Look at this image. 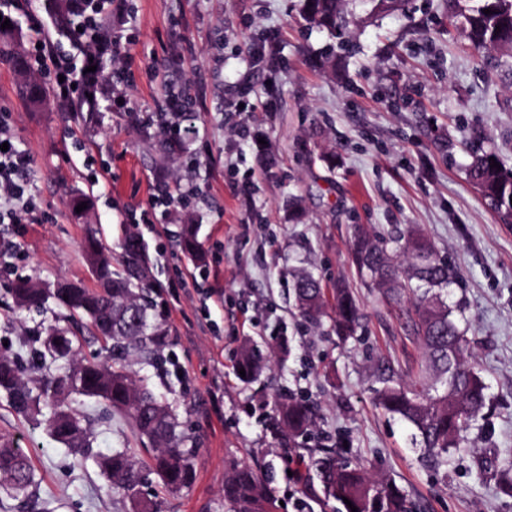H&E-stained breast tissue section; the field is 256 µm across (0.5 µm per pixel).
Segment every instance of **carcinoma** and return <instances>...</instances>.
<instances>
[{
	"label": "carcinoma",
	"mask_w": 512,
	"mask_h": 512,
	"mask_svg": "<svg viewBox=\"0 0 512 512\" xmlns=\"http://www.w3.org/2000/svg\"><path fill=\"white\" fill-rule=\"evenodd\" d=\"M448 0L454 26L461 29L478 49L492 52L512 50V0ZM492 13L486 14L484 10ZM304 19L331 33L346 25L344 0H305ZM24 70L25 59L18 52L12 29L0 28V61ZM500 161L493 151H477L468 169V178L488 200L506 224H512V177L503 169L490 167L489 158ZM406 255V267L393 262L392 253ZM88 265L98 287L60 281L43 288L29 279L12 283L10 292L17 307L39 309L50 301L85 317L110 352L120 351L139 358L152 367H163L162 350L167 334L156 314V301L147 280L146 246L139 236L129 234L117 268L112 255L88 236L85 246ZM352 261L361 278L400 300L415 298L414 332L420 338L425 359L414 377L404 382L390 368L380 370V387L374 390V403L413 429L423 461L442 467L448 455L461 448L463 433L477 420L486 406V386L468 362L467 340L453 318V309L444 296L455 282L448 263L433 246L420 237L395 229L386 236H373L357 228L352 244ZM291 294L296 309L310 323L326 317L327 296H332L334 315L330 330L342 341L354 339L362 328V314L353 294L338 282L332 289L323 280L303 271L294 276ZM78 327L52 326L39 337L40 365L37 373L27 374L17 356L0 354V390L6 392L14 408L31 418L42 417L46 432L57 442L84 459L92 448L86 416L73 406V399L86 397L105 406V412H121L132 420L135 435L147 440L153 455L148 463L136 459L133 449L114 448L100 462L112 494L128 501L132 512H163L159 497L146 498L143 487L154 476L161 488L176 494L194 478L193 459L196 437L182 426L177 407L158 399L148 379H135L122 363H109L100 355H85L79 342ZM266 348L252 343L243 347L237 368L245 370V380L258 377L264 369ZM274 421L288 439L307 440L315 426L309 400L290 395L278 401ZM308 470L315 473L326 502L333 512H411L405 494L392 483L370 478L349 461H341L329 449L310 458ZM498 489L512 496V461L496 470ZM36 484L35 469L10 440H0V490L27 504L29 490ZM224 504L228 512H277V500L268 482L246 464H230L224 481Z\"/></svg>",
	"instance_id": "cac0c4a2"
}]
</instances>
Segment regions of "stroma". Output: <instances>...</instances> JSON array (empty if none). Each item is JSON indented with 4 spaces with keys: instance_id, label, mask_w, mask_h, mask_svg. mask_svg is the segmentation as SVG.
I'll list each match as a JSON object with an SVG mask.
<instances>
[{
    "instance_id": "stroma-1",
    "label": "stroma",
    "mask_w": 512,
    "mask_h": 512,
    "mask_svg": "<svg viewBox=\"0 0 512 512\" xmlns=\"http://www.w3.org/2000/svg\"><path fill=\"white\" fill-rule=\"evenodd\" d=\"M302 7L303 0H125L137 74L130 110L101 111L93 124L49 97L32 108L0 63V107L32 158V192L50 215L45 224L0 227V343L32 358L38 335L63 321L56 308L18 310L5 284L63 278L95 287L86 237L117 258L133 232L147 246L168 333L165 371L144 373L178 401L199 443L195 480L169 496L172 512H225L233 461L268 480L278 512H331L305 469L313 446L295 447L269 428L275 400L288 394L310 399L326 446L396 484L413 512H512V497L474 465L478 456L512 459V225L466 175L473 141L496 149L512 172V56L486 62L452 26L446 0H410L406 12L388 15L372 13L370 0H346L348 23L336 35L307 24ZM270 32L280 51L274 69L247 53ZM171 84L189 90L201 116L196 166L169 151L160 128L132 118L154 109ZM264 98L274 111H262ZM242 122L250 138L237 136ZM162 168L200 194L162 220L133 223ZM79 194L93 199L82 215L70 207ZM359 225L374 234L412 231L459 274L448 302L489 401L446 467L423 462L409 426L373 403L378 366L406 379L423 353L410 299L394 303L360 282L350 257ZM187 227L191 254L178 237ZM302 269L326 287L341 281L352 289L363 312L358 339L339 341L300 317L289 288ZM269 335L278 349L257 381L242 382L241 347ZM89 417L94 456L81 464L0 393V438L34 466L35 512H128L94 458L134 444L131 423Z\"/></svg>"
}]
</instances>
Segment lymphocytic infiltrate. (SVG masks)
<instances>
[{
  "label": "lymphocytic infiltrate",
  "instance_id": "lymphocytic-infiltrate-1",
  "mask_svg": "<svg viewBox=\"0 0 512 512\" xmlns=\"http://www.w3.org/2000/svg\"><path fill=\"white\" fill-rule=\"evenodd\" d=\"M68 24L64 43L30 45V70L49 87L54 99L66 106H85L104 98L110 111H120L126 95L129 43L112 28V0H64ZM114 69L104 73L105 62ZM10 114L0 109V224H34L38 221L30 193L31 157L8 140ZM136 123L158 125L172 146L199 134L194 108L182 90L168 89L155 111L135 114Z\"/></svg>",
  "mask_w": 512,
  "mask_h": 512
}]
</instances>
